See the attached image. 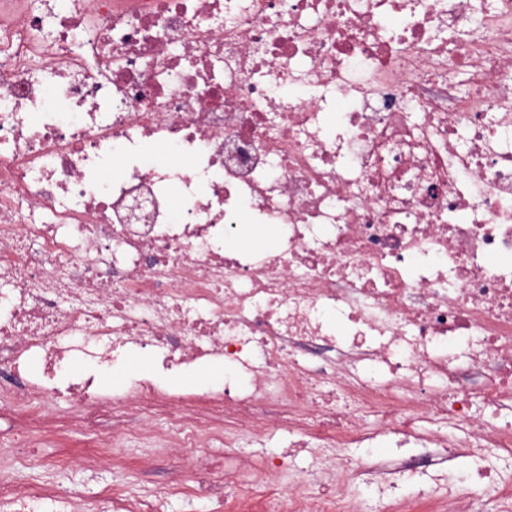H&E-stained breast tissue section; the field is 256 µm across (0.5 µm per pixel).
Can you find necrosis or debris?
<instances>
[{
  "label": "necrosis or debris",
  "mask_w": 512,
  "mask_h": 512,
  "mask_svg": "<svg viewBox=\"0 0 512 512\" xmlns=\"http://www.w3.org/2000/svg\"><path fill=\"white\" fill-rule=\"evenodd\" d=\"M33 2L0 0V512H67L12 478L54 398L98 461L115 448L98 418L177 410L163 445L192 452L186 495L219 503L203 450L233 446L228 416L336 449L344 483L421 485L389 512H433V465L512 457V0H52L48 34ZM246 219L277 247L225 251ZM130 344L229 377L202 395L114 394L92 372L54 386L60 364ZM430 416L465 436L423 437ZM380 437L428 440L426 467L382 465ZM249 480L235 512L346 509L303 478ZM448 497L512 512L489 465ZM86 512L161 500L106 488Z\"/></svg>",
  "instance_id": "4bbe7bcc"
}]
</instances>
